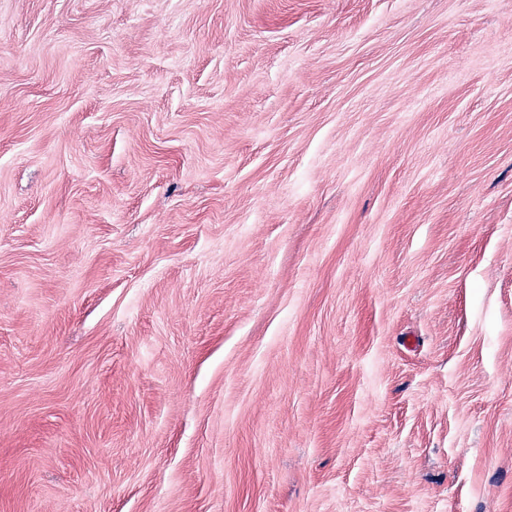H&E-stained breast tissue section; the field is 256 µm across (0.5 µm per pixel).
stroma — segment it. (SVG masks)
Masks as SVG:
<instances>
[{
  "label": "stroma",
  "instance_id": "obj_1",
  "mask_svg": "<svg viewBox=\"0 0 512 512\" xmlns=\"http://www.w3.org/2000/svg\"><path fill=\"white\" fill-rule=\"evenodd\" d=\"M0 512H512V0H0Z\"/></svg>",
  "mask_w": 512,
  "mask_h": 512
}]
</instances>
